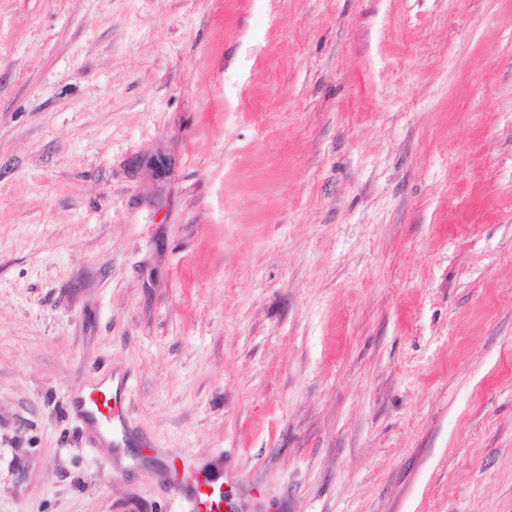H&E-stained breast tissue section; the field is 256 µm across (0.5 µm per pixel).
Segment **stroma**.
<instances>
[{"instance_id": "1", "label": "stroma", "mask_w": 512, "mask_h": 512, "mask_svg": "<svg viewBox=\"0 0 512 512\" xmlns=\"http://www.w3.org/2000/svg\"><path fill=\"white\" fill-rule=\"evenodd\" d=\"M195 467L512 512V0H0V512ZM127 385L124 380L118 381L115 385L111 382L90 389L84 396L78 399L74 405L88 425L93 430L101 432L106 430H118L123 426L124 411L122 399Z\"/></svg>"}]
</instances>
